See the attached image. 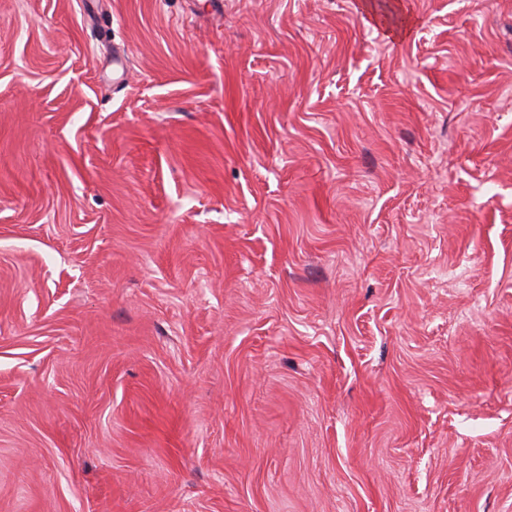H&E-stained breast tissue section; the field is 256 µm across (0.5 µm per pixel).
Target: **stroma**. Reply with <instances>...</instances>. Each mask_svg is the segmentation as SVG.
Here are the masks:
<instances>
[{
    "label": "stroma",
    "mask_w": 512,
    "mask_h": 512,
    "mask_svg": "<svg viewBox=\"0 0 512 512\" xmlns=\"http://www.w3.org/2000/svg\"><path fill=\"white\" fill-rule=\"evenodd\" d=\"M0 512H512V0H0Z\"/></svg>",
    "instance_id": "1"
}]
</instances>
